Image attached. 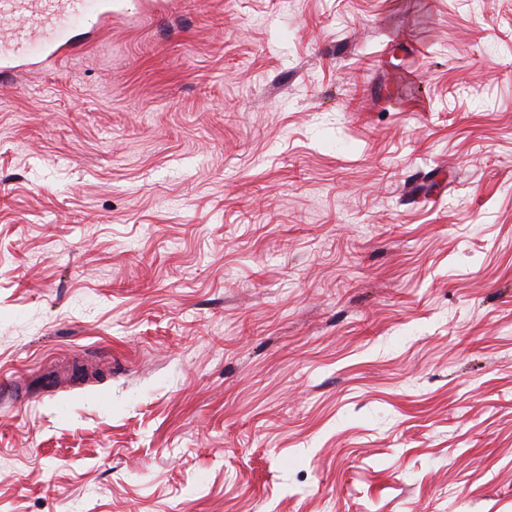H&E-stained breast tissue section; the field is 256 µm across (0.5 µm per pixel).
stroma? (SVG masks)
<instances>
[{"mask_svg": "<svg viewBox=\"0 0 512 512\" xmlns=\"http://www.w3.org/2000/svg\"><path fill=\"white\" fill-rule=\"evenodd\" d=\"M0 80V512H512V0H144Z\"/></svg>", "mask_w": 512, "mask_h": 512, "instance_id": "35a3bbf8", "label": "stroma"}]
</instances>
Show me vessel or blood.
I'll list each match as a JSON object with an SVG mask.
<instances>
[{"label": "vessel or blood", "instance_id": "vessel-or-blood-1", "mask_svg": "<svg viewBox=\"0 0 512 512\" xmlns=\"http://www.w3.org/2000/svg\"><path fill=\"white\" fill-rule=\"evenodd\" d=\"M116 0H0V75L59 61L76 52L72 34L86 20L105 24Z\"/></svg>", "mask_w": 512, "mask_h": 512}]
</instances>
